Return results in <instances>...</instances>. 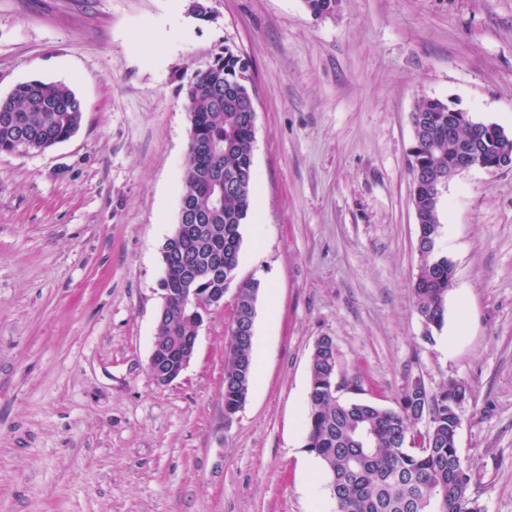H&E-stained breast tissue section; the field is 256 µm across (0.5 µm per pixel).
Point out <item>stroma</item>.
I'll list each match as a JSON object with an SVG mask.
<instances>
[{
  "instance_id": "obj_1",
  "label": "stroma",
  "mask_w": 512,
  "mask_h": 512,
  "mask_svg": "<svg viewBox=\"0 0 512 512\" xmlns=\"http://www.w3.org/2000/svg\"><path fill=\"white\" fill-rule=\"evenodd\" d=\"M208 5L202 21L186 0H0V98L41 79L84 106L70 140L0 153V512H334L305 449L322 336L344 399L465 382L459 455L485 512H512V170L444 190L455 278L430 333L409 157L424 98L512 133V0H339L322 19L303 0ZM227 46L257 95L238 277L262 284L260 379L229 420L234 289L174 383L148 371L185 176L180 86Z\"/></svg>"
}]
</instances>
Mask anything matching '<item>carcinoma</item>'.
Wrapping results in <instances>:
<instances>
[{"label":"carcinoma","instance_id":"carcinoma-1","mask_svg":"<svg viewBox=\"0 0 512 512\" xmlns=\"http://www.w3.org/2000/svg\"><path fill=\"white\" fill-rule=\"evenodd\" d=\"M249 62L224 49L181 90L190 121L189 138L220 147L203 163L186 164L181 199L194 204L195 219L186 252L160 283L169 289V310L158 326L160 336H191L203 314L182 305L180 280L185 268L224 258V275L205 287L224 291L236 285L234 320H253L261 290L259 281L237 280L242 247L241 228L253 210L255 125L239 110L254 94ZM424 116L415 129L410 163L446 170L455 144L448 142V103L420 100L414 108ZM83 105L63 82L33 79L18 84L0 100V151L12 152L25 141L34 148L54 146L80 128ZM234 185L217 203L205 189L212 175ZM454 262L435 249L418 253L413 283L414 308L428 328L445 323L448 273ZM337 352L321 344L313 352L307 395L305 448L322 462L336 512H483L471 490V473L458 454L461 403L469 389L449 380L436 391L420 393L406 386L393 407L333 391ZM253 374L252 348L229 341L224 365V417L232 418L246 402ZM430 423L418 428L423 406Z\"/></svg>","mask_w":512,"mask_h":512}]
</instances>
